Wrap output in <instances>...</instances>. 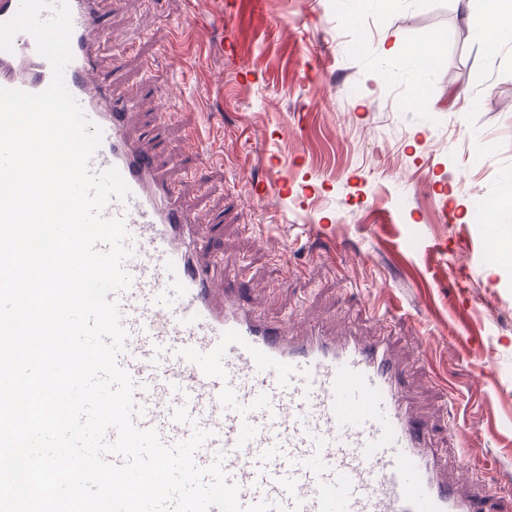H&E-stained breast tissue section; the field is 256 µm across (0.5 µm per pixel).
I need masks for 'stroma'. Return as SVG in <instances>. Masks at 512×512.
Segmentation results:
<instances>
[{"label": "stroma", "instance_id": "35a3bbf8", "mask_svg": "<svg viewBox=\"0 0 512 512\" xmlns=\"http://www.w3.org/2000/svg\"><path fill=\"white\" fill-rule=\"evenodd\" d=\"M485 8L99 0L100 64L129 134L193 199L219 279L296 333L391 337L441 461L463 457L464 491L512 512V265L482 221L512 200V43L491 57L469 32ZM432 34L424 79L379 55Z\"/></svg>", "mask_w": 512, "mask_h": 512}]
</instances>
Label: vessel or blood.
Here are the masks:
<instances>
[{"label":"vessel or blood","instance_id":"b4317fda","mask_svg":"<svg viewBox=\"0 0 512 512\" xmlns=\"http://www.w3.org/2000/svg\"><path fill=\"white\" fill-rule=\"evenodd\" d=\"M72 59L64 82L103 139L90 166L114 167L130 193L112 200L123 218L130 286L116 300L127 333L117 363L134 385L135 425L166 445L194 429L209 437L198 466L221 460L239 503L271 512H476L461 492L469 478H443L428 429L408 408L405 366L384 336L339 339L254 315L218 290L201 261L208 246L180 185L161 178L155 157L128 133L96 66L104 33L95 0H69ZM49 63L33 38L0 52V86L39 93Z\"/></svg>","mask_w":512,"mask_h":512}]
</instances>
